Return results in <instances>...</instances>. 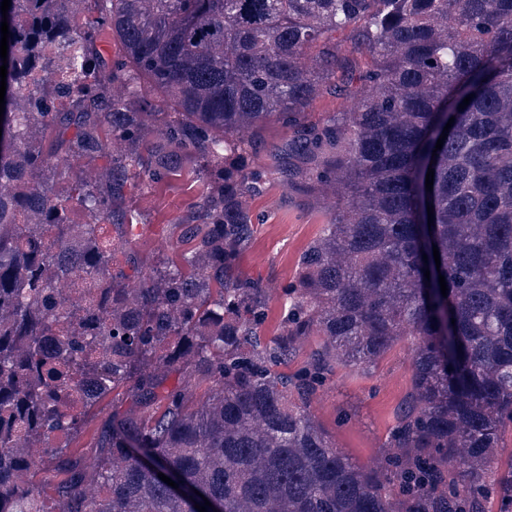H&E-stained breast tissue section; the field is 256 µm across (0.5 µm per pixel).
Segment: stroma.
<instances>
[{
    "instance_id": "1",
    "label": "stroma",
    "mask_w": 512,
    "mask_h": 512,
    "mask_svg": "<svg viewBox=\"0 0 512 512\" xmlns=\"http://www.w3.org/2000/svg\"><path fill=\"white\" fill-rule=\"evenodd\" d=\"M290 137L285 125L270 121L262 133L264 149L245 158L248 165L267 168L268 175L259 194L251 200L258 222L240 264L253 278L282 284L294 279L301 253L319 236L329 217L328 210L312 193L283 184L274 171L275 154L286 147ZM201 189V182L186 173L133 190V222L143 255H156L161 242L169 236L172 222ZM413 343V336L401 337L375 363L341 368L311 407L338 451L357 465L372 466L386 443L396 412L410 388ZM344 409L353 412L351 422L339 421L338 414Z\"/></svg>"
}]
</instances>
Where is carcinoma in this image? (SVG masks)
Returning <instances> with one entry per match:
<instances>
[{
  "mask_svg": "<svg viewBox=\"0 0 512 512\" xmlns=\"http://www.w3.org/2000/svg\"><path fill=\"white\" fill-rule=\"evenodd\" d=\"M7 22L0 512H486L490 492L512 512V463L495 468L512 429V0H11ZM328 93L357 105L309 120ZM270 119L292 132L280 176L332 218L267 341L273 289L239 264L263 174L239 157ZM187 169L204 189L149 260L130 191ZM408 334L411 387L365 469L310 406Z\"/></svg>",
  "mask_w": 512,
  "mask_h": 512,
  "instance_id": "carcinoma-1",
  "label": "carcinoma"
}]
</instances>
